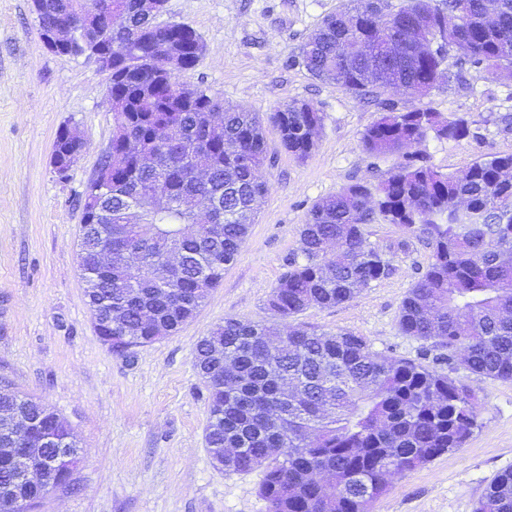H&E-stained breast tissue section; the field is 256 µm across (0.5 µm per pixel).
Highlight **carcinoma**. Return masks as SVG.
I'll return each mask as SVG.
<instances>
[{
	"label": "carcinoma",
	"instance_id": "carcinoma-1",
	"mask_svg": "<svg viewBox=\"0 0 512 512\" xmlns=\"http://www.w3.org/2000/svg\"><path fill=\"white\" fill-rule=\"evenodd\" d=\"M91 0H45L51 12H79ZM112 29V154L130 140L149 144L168 129L170 145L141 164L126 157L112 169L110 195L98 223L112 237L90 240L79 258L83 274L95 268L89 257L112 245V270L86 283L91 304H112V335L128 337L127 355L157 341L154 329L140 325L148 310L171 336L193 315L173 297L199 308L238 258L260 210L267 185L258 176L267 158L265 125L278 131L293 156L310 155L315 141L305 130L319 128L322 115L308 102H295L269 114L198 87H164L166 69L195 68L205 45L195 30L161 23L138 9V0H110ZM484 0H403L396 10L387 0H340L323 17L300 53L301 64L322 82L336 84L383 105V115L362 137L375 156L400 154L403 162L379 183H353L316 202L300 230L302 261L293 260L268 298L281 319L310 307L346 303L388 276L390 260L372 246L366 226L380 220L427 241L432 262L405 296L399 326L406 336L430 342L446 359L472 374L512 379V154H495L460 174L441 173L408 148L429 134L458 141L469 122H445L425 106L400 110L381 99L392 82L423 98L448 75V51H419L405 42V31L428 20L431 37L448 27L459 30L462 64L479 73L512 70V0H496L498 25L481 22ZM386 17L391 38L402 49L396 64L370 74L337 54L344 40L375 48L383 43L377 19ZM209 170L207 181L194 169ZM217 205L206 221L224 225L215 241L197 223V202ZM135 205L138 223H121ZM178 243L185 252L180 271L169 268L166 252ZM144 260L133 278L123 255ZM224 342V360L235 372L224 383H207L206 431L215 448H240L232 470H264L260 495L267 512H370L385 493L390 471L404 475L460 448L477 426L475 395L461 381L406 358L372 349L352 332L295 327L276 335L271 325L226 319L195 345L197 371L209 367L208 345ZM30 414L40 429L63 437L67 424L49 406L0 391V405ZM21 493L36 499L40 490L14 483L0 466V505ZM476 512H512V469L489 484Z\"/></svg>",
	"mask_w": 512,
	"mask_h": 512
}]
</instances>
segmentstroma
I'll list each match as a JSON object with an SVG mask.
<instances>
[{"mask_svg": "<svg viewBox=\"0 0 512 512\" xmlns=\"http://www.w3.org/2000/svg\"><path fill=\"white\" fill-rule=\"evenodd\" d=\"M30 4L0 0V388L52 407L81 456L70 484L52 489L34 512H266L261 471L218 468L206 448L208 390L193 350L216 325L233 318L350 331L375 351L450 370L439 350L400 330L402 301L432 249L398 225L367 226L392 273L353 300L279 322L267 305L289 262L301 257L311 207L348 184L377 183L400 161L362 146L380 107L313 79L296 62L338 0H167L163 21L189 26L205 44L180 82L256 112L305 101L323 122L304 159L267 128L260 177L268 191L236 262L178 333L131 358L99 339L77 258V199L112 138L109 77L88 57L48 50ZM448 70L450 80L427 97L383 94L402 110L423 104L441 118L469 121L463 140L418 145L427 164L458 173L486 156L512 154V77L461 69L454 52ZM64 126L87 148L62 179L51 158ZM454 373L478 397L476 428L461 448L394 477L372 512H475L491 481L512 469V380Z\"/></svg>", "mask_w": 512, "mask_h": 512, "instance_id": "35a3bbf8", "label": "stroma"}]
</instances>
